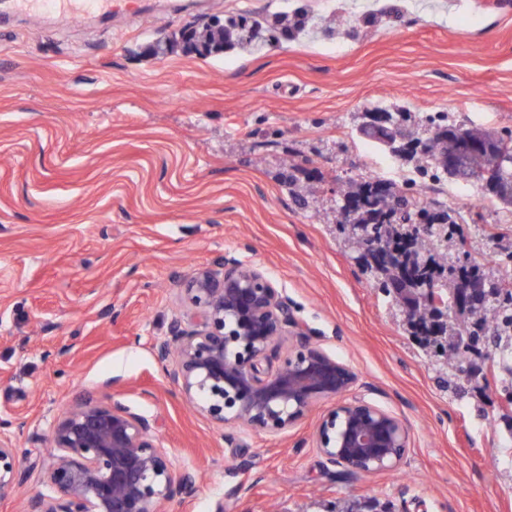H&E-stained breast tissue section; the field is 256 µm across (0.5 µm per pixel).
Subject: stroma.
<instances>
[{
    "mask_svg": "<svg viewBox=\"0 0 512 512\" xmlns=\"http://www.w3.org/2000/svg\"><path fill=\"white\" fill-rule=\"evenodd\" d=\"M119 0L70 19L0 16V429L44 489L58 413L119 399L201 475L157 512H512V377L475 354L456 376L410 334L337 224L339 188L369 177L353 132L403 106L412 133L445 114L512 130V0ZM304 15L307 33L200 56L174 46L213 17ZM302 166L309 208L283 174ZM480 214L449 255L512 251V213L428 182ZM232 255L285 288L314 340L357 376L354 395L403 419L410 447L383 474H346L315 446L327 403L269 436L212 424L160 372L152 345L186 320L183 286Z\"/></svg>",
    "mask_w": 512,
    "mask_h": 512,
    "instance_id": "35a3bbf8",
    "label": "stroma"
}]
</instances>
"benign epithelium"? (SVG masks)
<instances>
[{
  "label": "benign epithelium",
  "mask_w": 512,
  "mask_h": 512,
  "mask_svg": "<svg viewBox=\"0 0 512 512\" xmlns=\"http://www.w3.org/2000/svg\"><path fill=\"white\" fill-rule=\"evenodd\" d=\"M184 302L197 321H174L152 351L196 412L221 427L277 435L313 405L333 400L315 434L327 460L361 474L383 473L403 461L410 445L406 423L363 397L347 398L355 373L313 341L267 272L226 257L220 270L193 274ZM284 336L291 344L274 367ZM154 425L118 399L66 408L52 429L49 490L29 496L24 512H156L159 501L191 494L198 474L174 467L167 449L156 444ZM26 481L13 439L0 433V499L20 493Z\"/></svg>",
  "instance_id": "7a95c632"
}]
</instances>
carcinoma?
<instances>
[{"mask_svg": "<svg viewBox=\"0 0 512 512\" xmlns=\"http://www.w3.org/2000/svg\"><path fill=\"white\" fill-rule=\"evenodd\" d=\"M303 25L283 13L275 23L247 16L212 18L191 31L179 33L183 49L200 55L245 49L278 36L294 37ZM359 136L398 157L407 152L406 142L394 136L377 138L366 127ZM425 147L418 162L420 177L448 178V157L459 152L461 143H478L484 151L465 157L463 167L469 181L480 185L484 196L504 208H512V132L470 130L442 118L433 123L427 137H414ZM351 199L354 208L339 213L338 223L348 240L362 253L382 257V264H365L366 271L381 280L384 292L399 302L407 314L411 332L447 368L468 372L467 354L486 343L497 349L494 362L512 376V289L477 264L448 262V240L462 224L460 213L433 206L388 180L368 177L340 190L339 200ZM483 279L488 284L479 306H457L463 281ZM447 289L448 321L437 326L428 301L430 288Z\"/></svg>", "mask_w": 512, "mask_h": 512, "instance_id": "cac0c4a2", "label": "carcinoma"}]
</instances>
